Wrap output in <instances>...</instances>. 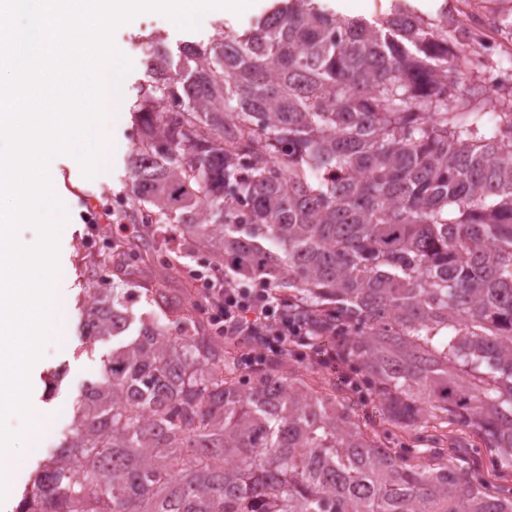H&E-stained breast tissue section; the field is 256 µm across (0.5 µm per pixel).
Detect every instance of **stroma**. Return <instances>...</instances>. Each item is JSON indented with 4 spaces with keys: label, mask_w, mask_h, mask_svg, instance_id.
Returning <instances> with one entry per match:
<instances>
[{
    "label": "stroma",
    "mask_w": 512,
    "mask_h": 512,
    "mask_svg": "<svg viewBox=\"0 0 512 512\" xmlns=\"http://www.w3.org/2000/svg\"><path fill=\"white\" fill-rule=\"evenodd\" d=\"M273 0H255L242 14H226L215 10L206 14L198 30H181L160 14L146 12L119 26L113 36L115 46L133 62L132 71L124 79V97L121 112L106 111L99 124L101 131L112 140V148L105 159L110 165L107 173L95 179H86L78 161L71 155L57 156L55 164L62 175V190L71 194L68 220L74 223V232L59 236L58 265L67 274L59 285L69 301L66 324V342L58 344L45 339L41 345L42 356L32 372L29 383V400L47 416L48 431H55L59 409L73 406L85 385L96 380L103 360L112 354V341L85 345L78 329L80 309L88 300L91 290L114 289L125 293L128 307L135 314L148 315L152 307L145 291L163 287L171 297L182 302H192L201 296L206 280L224 272L223 265L214 263L210 255L200 249L189 237L170 240L169 247L160 252L142 255L134 268L124 273L102 277L95 265L101 243H135L148 235L145 225H138L136 232H123L116 223L88 224L85 214L91 202L109 199L130 200L131 174L128 156L137 140L132 107L141 97V87L146 81L145 68L135 45L144 37L158 35L170 48L183 42H207L217 28L244 33L249 23L263 14ZM416 9L429 19L439 17L440 7L448 9L449 45L452 49L469 50L473 38L494 42L497 55L512 57V33L501 34L489 26L486 17L498 13L512 22V0H411Z\"/></svg>",
    "instance_id": "obj_1"
}]
</instances>
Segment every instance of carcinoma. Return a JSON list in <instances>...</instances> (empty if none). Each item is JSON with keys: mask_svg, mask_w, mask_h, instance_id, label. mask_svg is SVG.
Returning <instances> with one entry per match:
<instances>
[{"mask_svg": "<svg viewBox=\"0 0 512 512\" xmlns=\"http://www.w3.org/2000/svg\"><path fill=\"white\" fill-rule=\"evenodd\" d=\"M142 53L140 213L332 323L346 380L310 343L248 368L157 288L16 512H512L441 432L512 468V105L484 61L409 0L375 22L275 0L242 35ZM133 319L110 290L81 333Z\"/></svg>", "mask_w": 512, "mask_h": 512, "instance_id": "obj_1", "label": "carcinoma"}]
</instances>
